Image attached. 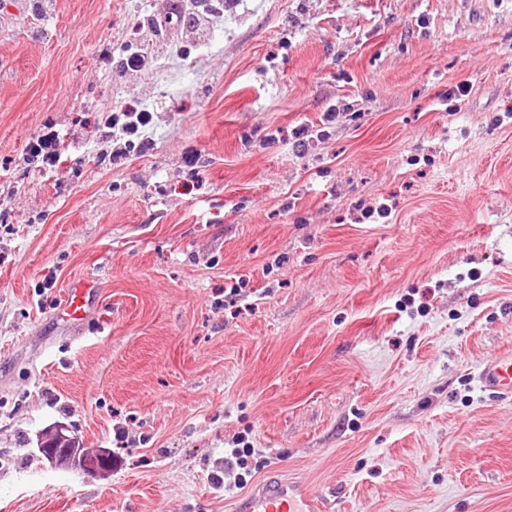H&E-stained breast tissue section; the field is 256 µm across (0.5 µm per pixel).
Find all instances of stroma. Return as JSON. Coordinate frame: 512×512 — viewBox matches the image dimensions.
I'll return each mask as SVG.
<instances>
[{
	"label": "stroma",
	"mask_w": 512,
	"mask_h": 512,
	"mask_svg": "<svg viewBox=\"0 0 512 512\" xmlns=\"http://www.w3.org/2000/svg\"><path fill=\"white\" fill-rule=\"evenodd\" d=\"M29 2L0 0V512H233L272 471L333 512H512V401L475 381L512 348V0H230L161 39L170 0ZM154 101L103 161L104 106ZM49 127L70 171L25 159ZM54 423L117 467L51 466Z\"/></svg>",
	"instance_id": "35a3bbf8"
}]
</instances>
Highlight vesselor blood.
<instances>
[{
    "instance_id": "b4317fda",
    "label": "vessel or blood",
    "mask_w": 512,
    "mask_h": 512,
    "mask_svg": "<svg viewBox=\"0 0 512 512\" xmlns=\"http://www.w3.org/2000/svg\"><path fill=\"white\" fill-rule=\"evenodd\" d=\"M476 381L482 391L512 399V351L492 355L479 369ZM235 512H327L325 500L306 486L269 474L257 488L241 496Z\"/></svg>"
}]
</instances>
